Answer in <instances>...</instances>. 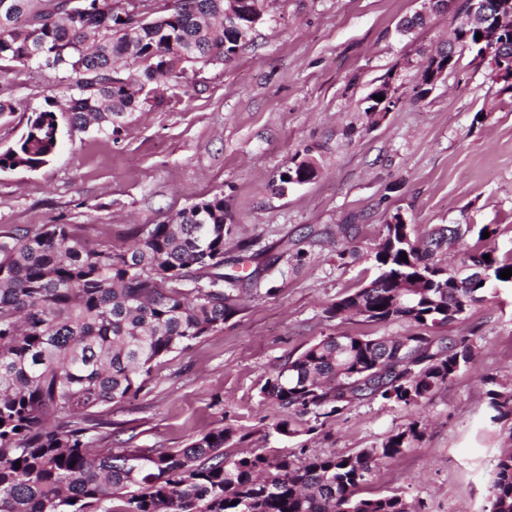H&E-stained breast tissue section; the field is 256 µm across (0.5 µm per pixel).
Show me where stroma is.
<instances>
[{
  "instance_id": "obj_1",
  "label": "stroma",
  "mask_w": 512,
  "mask_h": 512,
  "mask_svg": "<svg viewBox=\"0 0 512 512\" xmlns=\"http://www.w3.org/2000/svg\"><path fill=\"white\" fill-rule=\"evenodd\" d=\"M423 8L424 0H263L262 22L230 60L181 90L157 85L158 106L128 114L119 134L65 125L45 166L0 171V236L79 224L89 242L120 247L139 225L224 198L236 311L154 364L136 398L98 409L112 422L113 447L182 448L231 427L239 438L229 454H345L417 420L423 439L377 470L362 496L397 491L417 512H489L506 443L489 417L486 380L512 389V285L441 328L470 337L478 354L426 401H364L289 438L273 429L285 410L260 393L266 373L323 337L407 332L404 321L327 313L377 275L375 246L391 215L420 237L439 225H487L499 255H512V96L466 53L418 97L419 64L459 16L453 7L401 33L400 21ZM390 76L400 107L368 117L364 98ZM67 85L0 64V99L14 106L0 115V151L32 110L63 101ZM308 155L314 177L279 191L281 173Z\"/></svg>"
}]
</instances>
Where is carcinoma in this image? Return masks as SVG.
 Returning a JSON list of instances; mask_svg holds the SVG:
<instances>
[{
    "mask_svg": "<svg viewBox=\"0 0 512 512\" xmlns=\"http://www.w3.org/2000/svg\"><path fill=\"white\" fill-rule=\"evenodd\" d=\"M262 0L244 15H224V0H8L0 8V62L73 78L67 108L76 131L94 124L110 135L120 118L148 105L149 83L173 86L236 53L262 19ZM142 76L124 75L129 63ZM58 116L36 109L0 171L36 169L54 156ZM224 197L194 203L174 224H145L126 246L88 243L76 224H49L0 239V512H413L394 492L359 495L389 460L414 448L416 423L375 448L294 457L224 453L232 427L197 435L184 448L116 452L99 448L112 422L93 410L134 398L153 364L188 349L224 325L236 294L224 288ZM443 237L384 225L378 275L327 309L364 322L404 320L396 337L326 336L264 376V398L288 411L276 433H300L303 416L331 418L363 399L417 404L467 367L466 336L433 340L420 328L446 326L486 301L512 268L490 239L463 253L491 281H455L436 256ZM406 254L407 260L400 259ZM490 260H484V256ZM416 282L397 288L394 276ZM492 422L512 441V389H490ZM20 466H15V463ZM131 486L139 492L128 491ZM490 512H512V450L498 457Z\"/></svg>",
    "mask_w": 512,
    "mask_h": 512,
    "instance_id": "1",
    "label": "carcinoma"
}]
</instances>
